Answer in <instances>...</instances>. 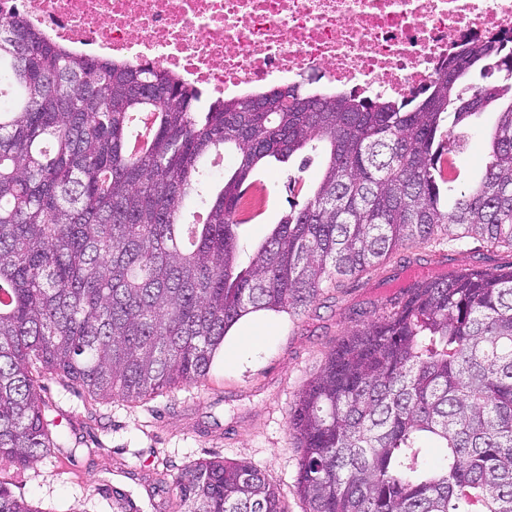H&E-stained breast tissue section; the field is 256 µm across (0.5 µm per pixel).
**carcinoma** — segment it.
Masks as SVG:
<instances>
[{"label":"carcinoma","instance_id":"1","mask_svg":"<svg viewBox=\"0 0 512 512\" xmlns=\"http://www.w3.org/2000/svg\"><path fill=\"white\" fill-rule=\"evenodd\" d=\"M1 72L0 465L59 447L46 379L92 401L201 385L243 318L297 314L402 246L512 251V34L448 54L404 101L295 85L279 112L252 111L277 89L205 105L162 67L53 45L15 12ZM495 104L479 176L450 187L445 156ZM221 148L234 163L218 183L204 159ZM318 153L303 205L242 262L244 185ZM288 427L305 512H512V264L415 282L358 322ZM159 487L169 512H288L247 460H199ZM0 512L40 510L0 477Z\"/></svg>","mask_w":512,"mask_h":512}]
</instances>
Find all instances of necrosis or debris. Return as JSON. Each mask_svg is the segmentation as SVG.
Segmentation results:
<instances>
[{"label": "necrosis or debris", "instance_id": "1", "mask_svg": "<svg viewBox=\"0 0 512 512\" xmlns=\"http://www.w3.org/2000/svg\"><path fill=\"white\" fill-rule=\"evenodd\" d=\"M15 9L57 43L217 95L315 69L325 91L406 97L450 52L512 32V0H0Z\"/></svg>", "mask_w": 512, "mask_h": 512}]
</instances>
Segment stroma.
I'll return each instance as SVG.
<instances>
[{
	"instance_id": "obj_1",
	"label": "stroma",
	"mask_w": 512,
	"mask_h": 512,
	"mask_svg": "<svg viewBox=\"0 0 512 512\" xmlns=\"http://www.w3.org/2000/svg\"><path fill=\"white\" fill-rule=\"evenodd\" d=\"M297 161L257 171L265 191L262 210L241 227L247 249L260 245L291 195L288 178L313 182L312 165ZM512 262V251L468 240L459 248L403 246L377 270L364 273L343 290L324 289L299 315L258 312L226 336L235 344L248 328L265 335L235 362L217 358L205 386L181 388L132 405L118 400L89 404L83 394L46 381L48 414L58 424V448L27 468L0 474L43 512H168L156 487L159 472L211 457L248 460L262 469L284 497L288 512H304L296 492L299 452L288 431L297 396L319 372L328 354L355 324L354 313L411 285L410 270L424 277L470 266L493 268Z\"/></svg>"
}]
</instances>
